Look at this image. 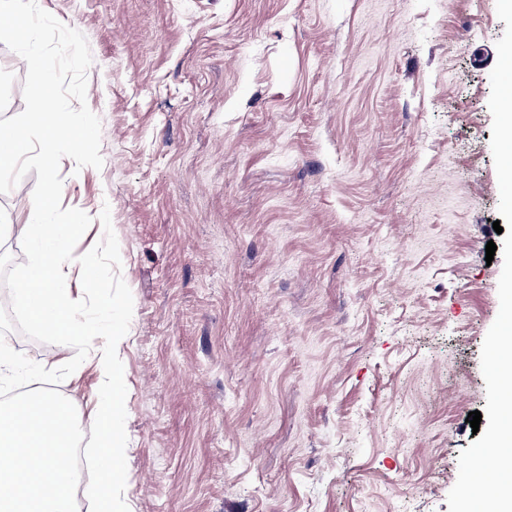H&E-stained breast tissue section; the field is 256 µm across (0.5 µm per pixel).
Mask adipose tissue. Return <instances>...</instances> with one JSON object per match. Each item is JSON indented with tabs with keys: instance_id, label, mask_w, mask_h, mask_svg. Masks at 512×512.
Segmentation results:
<instances>
[{
	"instance_id": "adipose-tissue-1",
	"label": "adipose tissue",
	"mask_w": 512,
	"mask_h": 512,
	"mask_svg": "<svg viewBox=\"0 0 512 512\" xmlns=\"http://www.w3.org/2000/svg\"><path fill=\"white\" fill-rule=\"evenodd\" d=\"M59 192L52 182H44L33 192V204L25 223L0 226V238L13 235L32 240L35 253L17 263L16 291L32 323L38 330L85 343H101L96 361L103 386L89 419L96 430L102 454L103 492L99 496L102 512H110L111 491L125 478L122 467L126 437L122 419V380L112 358L116 334L101 336L94 332L81 307L70 292L61 288L63 277L79 271L84 288H96V261L90 257L72 258L68 241L78 232V225L51 224L45 216Z\"/></svg>"
}]
</instances>
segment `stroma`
<instances>
[{"label": "stroma", "instance_id": "obj_1", "mask_svg": "<svg viewBox=\"0 0 512 512\" xmlns=\"http://www.w3.org/2000/svg\"><path fill=\"white\" fill-rule=\"evenodd\" d=\"M82 32L102 168L62 208L133 317L116 512H448L502 244L496 0H37ZM26 69L0 43V119ZM95 355L58 391L87 424Z\"/></svg>", "mask_w": 512, "mask_h": 512}]
</instances>
